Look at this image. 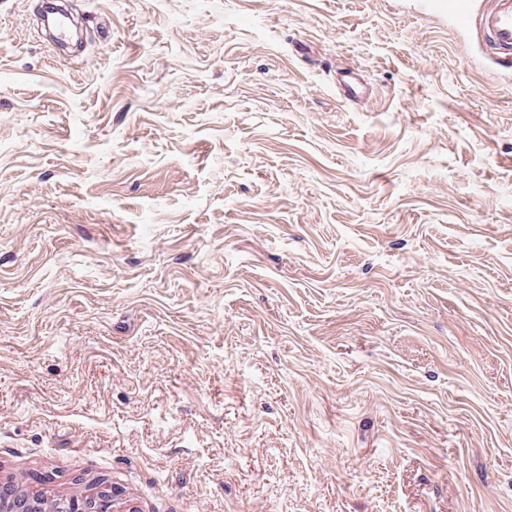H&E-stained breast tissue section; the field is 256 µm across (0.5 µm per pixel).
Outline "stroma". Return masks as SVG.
Listing matches in <instances>:
<instances>
[{"label": "stroma", "instance_id": "35a3bbf8", "mask_svg": "<svg viewBox=\"0 0 512 512\" xmlns=\"http://www.w3.org/2000/svg\"><path fill=\"white\" fill-rule=\"evenodd\" d=\"M68 4L0 0V484L512 512V70L421 0ZM370 87L365 82L361 70L350 65L341 67L336 76V94L346 102L365 98Z\"/></svg>", "mask_w": 512, "mask_h": 512}]
</instances>
